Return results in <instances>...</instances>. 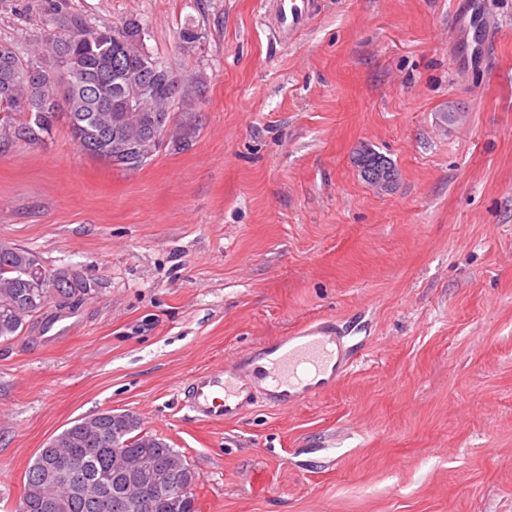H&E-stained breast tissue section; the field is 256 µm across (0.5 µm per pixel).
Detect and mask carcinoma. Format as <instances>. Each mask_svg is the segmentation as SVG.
Wrapping results in <instances>:
<instances>
[{
	"instance_id": "cac0c4a2",
	"label": "carcinoma",
	"mask_w": 512,
	"mask_h": 512,
	"mask_svg": "<svg viewBox=\"0 0 512 512\" xmlns=\"http://www.w3.org/2000/svg\"><path fill=\"white\" fill-rule=\"evenodd\" d=\"M115 33L123 39L121 47L125 66L115 71L112 38L101 33ZM139 26L123 24L90 25L81 18L57 9L54 29L49 31L26 58L15 47L0 44V99L16 104L14 111L0 118V124L11 130L13 141L36 144L40 135L52 132L61 118H66L71 135L82 153L123 169H136L142 162L112 154V140H104L94 150L83 149L85 130L97 127L117 128L129 142L147 139V119L171 113L175 97L162 93L144 95L125 107L112 100V82L139 85L146 78L163 84L176 77L167 65L155 60L139 39ZM33 102L43 112L28 111L19 102ZM388 162L375 152L359 157L365 180L375 175L377 165ZM41 259L30 249L10 242H0V338L19 335L27 324L55 298L41 294L35 285ZM49 277L63 286L66 300L78 303L90 294L95 283L78 275L75 268L62 265L48 269ZM95 426L80 418L69 423L37 452L26 472L43 471L46 477L24 484L18 512H116L113 500L99 487L129 484L123 471L116 468L114 455L124 453L136 465L149 462L158 475L171 467L187 466L185 459L163 438L147 431L136 419L120 411L102 410ZM86 454L90 475L86 487L77 492L69 479L51 474L59 456ZM144 512H197L196 495L191 492L180 500L178 509L171 508L167 494L150 498Z\"/></svg>"
}]
</instances>
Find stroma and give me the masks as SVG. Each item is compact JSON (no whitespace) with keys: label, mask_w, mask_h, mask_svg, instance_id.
Masks as SVG:
<instances>
[{"label":"stroma","mask_w":512,"mask_h":512,"mask_svg":"<svg viewBox=\"0 0 512 512\" xmlns=\"http://www.w3.org/2000/svg\"><path fill=\"white\" fill-rule=\"evenodd\" d=\"M459 2L319 0L291 41L269 0H0V43L25 52L59 6L139 23L184 81L174 115H197L186 149L131 171L63 120L0 148V241L97 284L0 339V512L105 409L197 470L199 512H512V0H485L463 74ZM365 146L391 189L362 178ZM326 316L357 348L335 391L222 423L183 407L193 375Z\"/></svg>","instance_id":"1"}]
</instances>
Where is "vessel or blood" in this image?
<instances>
[{"instance_id": "vessel-or-blood-1", "label": "vessel or blood", "mask_w": 512, "mask_h": 512, "mask_svg": "<svg viewBox=\"0 0 512 512\" xmlns=\"http://www.w3.org/2000/svg\"><path fill=\"white\" fill-rule=\"evenodd\" d=\"M273 2L278 25L288 33H297L311 17L312 0ZM462 26L475 48H483L490 20L481 0H472ZM355 361L356 351L340 326L321 317L261 341L221 368L194 375L183 393L199 421H232L259 403L271 409L307 405L341 384Z\"/></svg>"}]
</instances>
